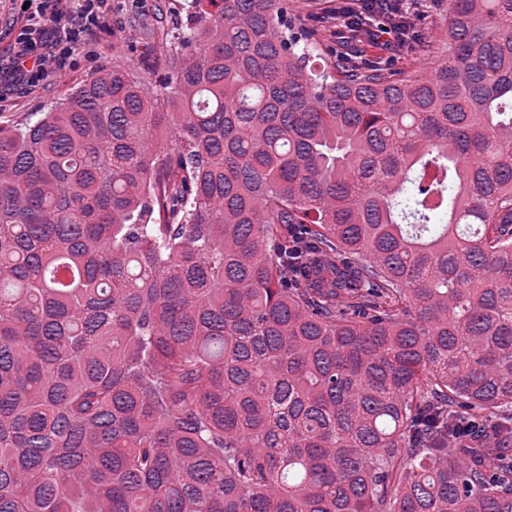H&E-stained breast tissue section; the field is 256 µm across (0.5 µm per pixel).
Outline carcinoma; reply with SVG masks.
Returning <instances> with one entry per match:
<instances>
[{"label":"carcinoma","mask_w":512,"mask_h":512,"mask_svg":"<svg viewBox=\"0 0 512 512\" xmlns=\"http://www.w3.org/2000/svg\"><path fill=\"white\" fill-rule=\"evenodd\" d=\"M293 4L0 122V512H512V0L424 74Z\"/></svg>","instance_id":"obj_1"}]
</instances>
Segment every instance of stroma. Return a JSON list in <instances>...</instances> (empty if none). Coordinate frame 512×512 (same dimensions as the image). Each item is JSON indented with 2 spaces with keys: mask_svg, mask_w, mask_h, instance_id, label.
I'll use <instances>...</instances> for the list:
<instances>
[{
  "mask_svg": "<svg viewBox=\"0 0 512 512\" xmlns=\"http://www.w3.org/2000/svg\"><path fill=\"white\" fill-rule=\"evenodd\" d=\"M184 0H112V17L106 26L94 31L78 53L67 59L58 75L37 85H29L15 73L16 39L25 23L15 0H0V121H20L59 101L74 84L98 68L123 61L132 67L142 65L145 46L137 33L141 21L173 27L183 20ZM415 32L430 41L429 51L392 58L397 66L410 70L429 69L443 49L448 21V0H413Z\"/></svg>",
  "mask_w": 512,
  "mask_h": 512,
  "instance_id": "35a3bbf8",
  "label": "stroma"
}]
</instances>
